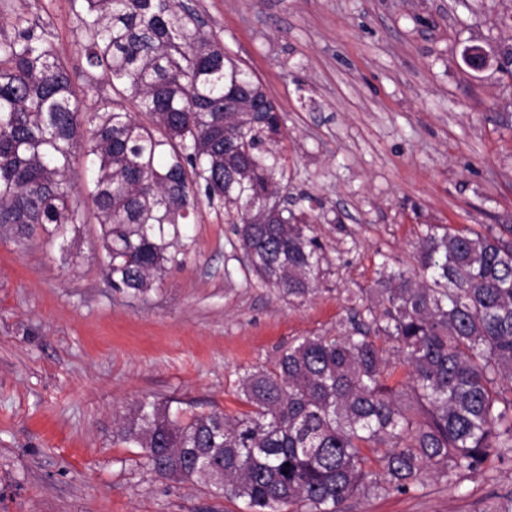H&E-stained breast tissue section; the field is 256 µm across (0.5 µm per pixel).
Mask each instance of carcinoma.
<instances>
[{"label": "carcinoma", "instance_id": "obj_1", "mask_svg": "<svg viewBox=\"0 0 512 512\" xmlns=\"http://www.w3.org/2000/svg\"><path fill=\"white\" fill-rule=\"evenodd\" d=\"M76 21L84 72L112 87L92 110L48 24L18 16L0 38V226L63 238L86 223L85 196L110 284L143 293L179 262L204 200L234 225L259 284L315 294L325 257L301 199L251 223L268 192L288 190L282 115L253 72L182 0H80ZM417 264L381 272L383 310L351 308L352 332L306 336L242 377L250 411L182 420L142 401L122 440L156 476L250 512H340L480 469L512 448V226L428 224ZM399 365L407 381L392 384Z\"/></svg>", "mask_w": 512, "mask_h": 512}]
</instances>
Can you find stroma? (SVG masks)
I'll list each match as a JSON object with an SVG mask.
<instances>
[{"label": "stroma", "instance_id": "obj_1", "mask_svg": "<svg viewBox=\"0 0 512 512\" xmlns=\"http://www.w3.org/2000/svg\"><path fill=\"white\" fill-rule=\"evenodd\" d=\"M283 116L291 195L325 250L304 301L259 286L231 225L200 204L179 264L140 295L112 288L100 226L66 241L0 228V512H246L160 478L118 436L140 400L245 412L237 380L297 339L351 330L382 256L414 266L425 225H512V0H187ZM73 0H0L49 22L85 103ZM495 61L475 72L471 48ZM344 512H512V451L459 483L357 498Z\"/></svg>", "mask_w": 512, "mask_h": 512}]
</instances>
